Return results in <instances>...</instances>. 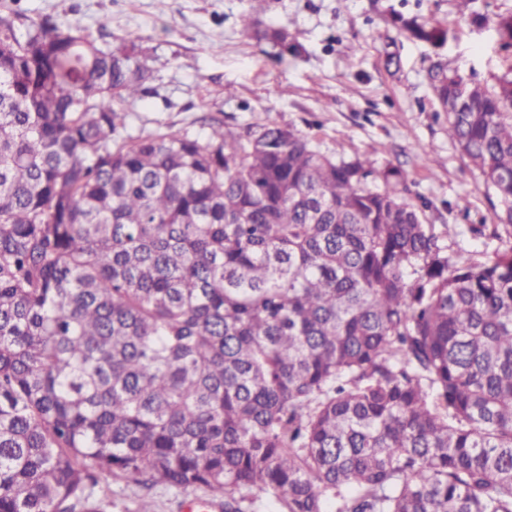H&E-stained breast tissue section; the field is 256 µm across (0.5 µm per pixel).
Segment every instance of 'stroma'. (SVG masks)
Here are the masks:
<instances>
[{
    "label": "stroma",
    "mask_w": 512,
    "mask_h": 512,
    "mask_svg": "<svg viewBox=\"0 0 512 512\" xmlns=\"http://www.w3.org/2000/svg\"><path fill=\"white\" fill-rule=\"evenodd\" d=\"M268 0L263 25L290 29L302 50L275 58L242 29L249 0H0L17 35L31 21L79 27L97 47L135 44L149 79L125 102L127 132L163 126L207 139L210 126L248 136L274 123L311 136L324 151L356 156L379 146V168H400L428 224H490L482 177L448 138L434 98L435 61L481 81L512 67L491 20L512 0ZM447 26L440 48L411 38L392 14ZM107 512H136L144 493L131 477L103 475Z\"/></svg>",
    "instance_id": "stroma-1"
}]
</instances>
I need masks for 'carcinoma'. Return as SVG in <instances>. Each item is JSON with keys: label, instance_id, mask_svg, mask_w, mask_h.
<instances>
[{"label": "carcinoma", "instance_id": "1", "mask_svg": "<svg viewBox=\"0 0 512 512\" xmlns=\"http://www.w3.org/2000/svg\"><path fill=\"white\" fill-rule=\"evenodd\" d=\"M428 78L497 201L485 262L298 131L114 139L134 48L0 19V512H106L116 473L224 512H512V75Z\"/></svg>", "mask_w": 512, "mask_h": 512}]
</instances>
